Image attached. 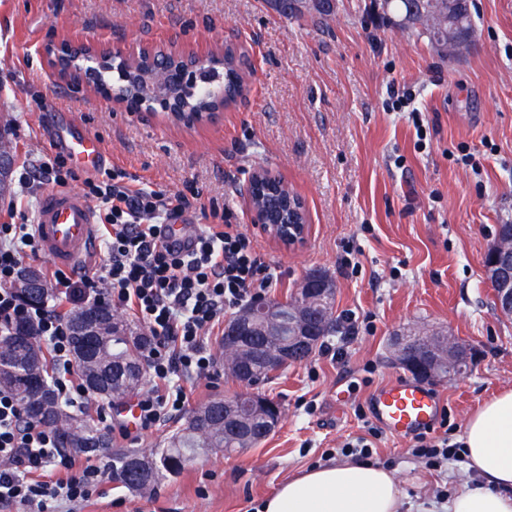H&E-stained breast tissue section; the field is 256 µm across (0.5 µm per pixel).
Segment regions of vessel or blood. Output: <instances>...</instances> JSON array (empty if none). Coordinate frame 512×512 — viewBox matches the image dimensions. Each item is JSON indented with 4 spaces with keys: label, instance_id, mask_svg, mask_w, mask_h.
Returning a JSON list of instances; mask_svg holds the SVG:
<instances>
[{
    "label": "vessel or blood",
    "instance_id": "b4317fda",
    "mask_svg": "<svg viewBox=\"0 0 512 512\" xmlns=\"http://www.w3.org/2000/svg\"><path fill=\"white\" fill-rule=\"evenodd\" d=\"M64 144L68 154L89 170L96 169L106 154L98 139L83 132L69 134ZM35 237L57 266L75 267L85 253L99 247L95 212L75 191H49L37 210ZM370 406L374 418L397 436L428 430L439 410L436 395L412 380H397L379 389Z\"/></svg>",
    "mask_w": 512,
    "mask_h": 512
}]
</instances>
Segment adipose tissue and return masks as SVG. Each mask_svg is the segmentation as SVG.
Wrapping results in <instances>:
<instances>
[{
  "instance_id": "obj_1",
  "label": "adipose tissue",
  "mask_w": 512,
  "mask_h": 512,
  "mask_svg": "<svg viewBox=\"0 0 512 512\" xmlns=\"http://www.w3.org/2000/svg\"><path fill=\"white\" fill-rule=\"evenodd\" d=\"M473 477L448 500V512H512V389L471 415L462 435ZM402 489L378 464L317 465L280 484L258 512H398Z\"/></svg>"
}]
</instances>
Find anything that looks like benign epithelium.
I'll use <instances>...</instances> for the list:
<instances>
[{"label": "benign epithelium", "instance_id": "7a95c632", "mask_svg": "<svg viewBox=\"0 0 512 512\" xmlns=\"http://www.w3.org/2000/svg\"><path fill=\"white\" fill-rule=\"evenodd\" d=\"M226 49L219 46L205 59L174 44L153 46L137 44L125 51H111L103 46L79 40H64L47 50L48 66L52 75L59 79L80 84L112 104L128 106L124 95L105 85L101 73L112 68L121 81L134 86L142 93V101L135 111L146 116L162 113L177 126L191 128L212 121L216 115L186 118L182 115V98L194 93L203 83L210 80L207 65L210 61L224 57ZM13 157L10 151L8 128L0 126V182L10 177ZM274 176L267 169L254 171L248 179L245 194L251 222L272 239L285 246H295L305 241L307 225L297 219L298 211L289 209V223L275 220V209L255 205V194L260 183L274 182ZM484 270L487 280L495 291L498 310L502 316L512 317V224L496 227V241L484 256ZM20 297L26 304L35 303L42 293L43 285L31 273L20 276L16 284ZM336 291L334 279L326 273H317L310 278V287L305 290V301L286 311L282 306L268 301L260 295L241 311L235 321L224 328V342L239 343L256 335L257 324L261 321L271 326L281 325L288 329V340L264 347V359L273 371L290 364L308 360L320 336L331 329V321L314 313L312 305L329 307ZM112 331V322L98 317L97 307L85 308L75 320L73 332L74 356L85 362L88 368L87 390L102 399H112V390L105 378L95 368L91 355L101 352L105 337ZM393 363L414 377L427 381H440L458 375V365L471 360L474 351L459 343L452 336H427L423 332L397 334L392 338ZM252 400L267 410V430L272 432L280 421L276 405L260 396ZM211 425L234 427L238 418L232 406L224 403L207 415Z\"/></svg>", "mask_w": 512, "mask_h": 512}]
</instances>
